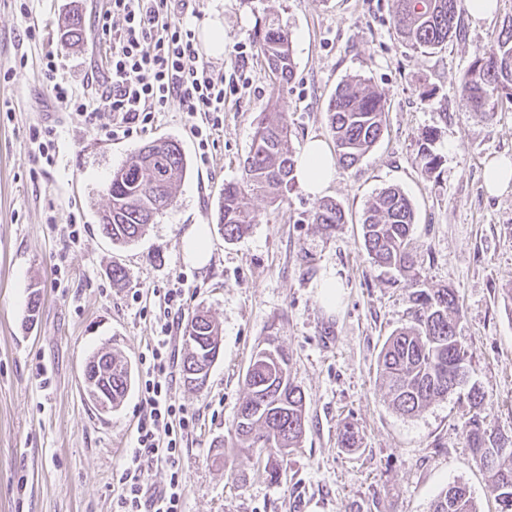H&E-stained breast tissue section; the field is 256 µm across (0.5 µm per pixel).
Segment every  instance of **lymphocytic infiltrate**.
I'll use <instances>...</instances> for the list:
<instances>
[{
	"instance_id": "obj_1",
	"label": "lymphocytic infiltrate",
	"mask_w": 512,
	"mask_h": 512,
	"mask_svg": "<svg viewBox=\"0 0 512 512\" xmlns=\"http://www.w3.org/2000/svg\"><path fill=\"white\" fill-rule=\"evenodd\" d=\"M193 0H109L96 16V26L109 42L105 89L97 96L81 91L60 76L58 57L46 53L44 77L57 105L85 119L97 111L111 112L110 135L129 136L134 127L154 121L171 101L199 117L192 134L200 151H208L214 131L224 124V79L199 64L192 27ZM123 21L113 28V17ZM165 322L154 337L144 361L141 413L131 448L125 454L115 512H182L185 481L179 469L181 443L190 427L169 395L173 320L183 309L182 291L168 289L163 296ZM164 462L168 481L151 486L145 460Z\"/></svg>"
}]
</instances>
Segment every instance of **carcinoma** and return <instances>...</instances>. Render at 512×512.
Segmentation results:
<instances>
[{
  "mask_svg": "<svg viewBox=\"0 0 512 512\" xmlns=\"http://www.w3.org/2000/svg\"><path fill=\"white\" fill-rule=\"evenodd\" d=\"M465 0H396L395 28L400 38L416 49L434 50L460 30ZM60 27L66 41L83 40L79 14H68ZM260 53L278 85L295 78L296 64L288 30L273 19L264 20L256 31ZM460 85L472 110L486 118L495 105L512 100V16L502 24L489 51L477 56L463 74ZM385 100L366 80L343 81L329 101L328 124L335 143L336 164L351 168L382 135ZM436 133H426L420 143L419 164L433 172L439 157L432 150ZM295 157L288 146V117L278 101L261 112L241 180L224 184L218 208V224L224 241L234 243L250 233L255 223L248 196L262 194L275 204L294 182ZM181 147L174 141L144 146L131 162L112 171L107 184L108 209L100 218L102 233L114 244H128L142 237L154 217L172 205L174 187L186 174ZM312 223L325 231L346 223L343 209L333 200L319 201ZM415 212L398 187H387L364 211L363 245L370 259L393 268L409 281L413 302L412 323L395 330L379 355V371L389 405L396 412L413 416L433 401L448 397V385L457 371L467 373V352L457 338L460 307L455 292L429 288L412 274L411 240ZM219 324L205 311L194 312L183 334L185 355L182 377L190 390L207 383L204 368L215 362ZM288 353L278 347L256 352L244 377L245 394L232 423L230 442L216 448H248L265 461L270 480L281 479L284 457L298 447L306 432V396L294 383L288 368ZM132 384L128 363L112 356V378L100 383L112 396V406L121 404ZM487 393L472 385L467 391L470 416L462 425L466 447L488 477V489L498 505L512 501V435L491 425L485 414ZM430 512H479L462 483L446 486L435 497Z\"/></svg>",
  "mask_w": 512,
  "mask_h": 512,
  "instance_id": "carcinoma-1",
  "label": "carcinoma"
}]
</instances>
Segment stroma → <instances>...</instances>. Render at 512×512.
Segmentation results:
<instances>
[{
  "label": "stroma",
  "instance_id": "stroma-1",
  "mask_svg": "<svg viewBox=\"0 0 512 512\" xmlns=\"http://www.w3.org/2000/svg\"><path fill=\"white\" fill-rule=\"evenodd\" d=\"M107 0H31L21 17L17 0H0V512H112L126 448L140 413L141 386L122 405L98 413L87 401V357L108 345L135 371L153 336L160 299L183 291L173 328L175 361L169 395L194 426L182 443L179 468L186 482L184 512H430L435 495L465 483L479 512H498L484 472L462 436L467 406L456 395L407 417L389 407L377 373L388 336L411 321L408 284L375 265L362 242L365 205L395 185L414 212L416 271L432 288H452L460 304L458 334L468 352L469 383L483 387L492 425L512 432V191L489 194L483 166L512 156V103L493 118L473 112L459 86L461 74L487 48L512 0L475 23L462 17L448 45L421 52L398 38L394 0H200L195 28L224 25V55L203 56L205 67L236 90L224 102V124L201 163L194 122L178 102L144 131L106 136L112 117L95 123L57 108L42 77L41 59L58 53L62 71L78 88L103 81L106 42L94 17ZM79 13L87 37L68 47L58 20ZM277 16L291 37L296 76L275 84L253 38L266 16ZM38 25L40 42L24 36ZM249 45L239 57L238 45ZM27 68H18L20 56ZM351 77L370 82L385 98L383 134L354 167L337 168L326 198L347 221L325 231L312 222L314 198L292 186L270 204L252 196L251 234L228 243L217 223L224 185L241 179L261 112L278 98L288 115L290 146L329 138L327 107L337 85ZM56 127L53 165L33 161L30 130ZM437 134L439 166L424 174L419 140ZM177 141L188 162L175 199L145 234L127 245L106 238L99 215L113 169L146 144ZM81 227L70 241L69 221ZM208 229L211 258L186 262L183 238L192 225ZM125 278L113 282V266ZM335 272L342 297L327 311L318 297L326 272ZM34 323H26L30 300ZM205 309L222 329L221 353L206 386L189 391L182 379L183 332L188 315ZM287 350L291 374L307 400V428L272 482L244 448L214 461L216 441L227 439L243 397V380L257 348ZM44 367L51 379L41 389ZM354 424L355 450L342 448L339 430Z\"/></svg>",
  "mask_w": 512,
  "mask_h": 512
}]
</instances>
